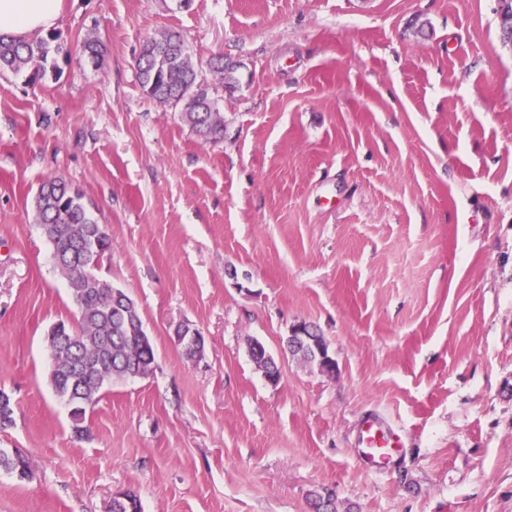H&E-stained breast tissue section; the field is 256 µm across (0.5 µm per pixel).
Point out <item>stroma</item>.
<instances>
[{
  "label": "stroma",
  "mask_w": 512,
  "mask_h": 512,
  "mask_svg": "<svg viewBox=\"0 0 512 512\" xmlns=\"http://www.w3.org/2000/svg\"><path fill=\"white\" fill-rule=\"evenodd\" d=\"M498 0H64L53 72L0 74V390L29 481L0 512H512V47ZM182 33L224 115L202 143L136 60ZM97 35L99 63L76 47ZM240 65L226 89L209 67ZM80 190L98 274L156 351L76 436L47 332L77 309L36 224L40 183ZM317 327L337 369L290 356ZM199 330L187 358L177 329ZM262 342L270 383L249 355ZM404 446L365 468L362 420Z\"/></svg>",
  "instance_id": "35a3bbf8"
}]
</instances>
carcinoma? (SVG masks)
I'll return each mask as SVG.
<instances>
[{
  "instance_id": "carcinoma-1",
  "label": "carcinoma",
  "mask_w": 512,
  "mask_h": 512,
  "mask_svg": "<svg viewBox=\"0 0 512 512\" xmlns=\"http://www.w3.org/2000/svg\"><path fill=\"white\" fill-rule=\"evenodd\" d=\"M48 39H14L0 35V72L26 73L36 80L47 71ZM77 48L96 63L103 56V43L86 35ZM240 64L217 55L211 68L224 86L238 83ZM137 77L149 96L181 106L180 118L205 143L224 138V115L198 81L185 40L173 30L148 39L137 60ZM35 222L53 247L56 265L71 286L78 310L76 325L55 324L47 336L52 360L51 384L55 395L69 408L75 432H83L87 409L95 405L102 391L112 382L144 377L156 363L154 345L146 333L136 303L112 282L96 274L98 261L112 249V238L105 225L98 223L83 202V195L60 176L46 179L33 200ZM198 330L186 327L176 331L177 342L192 358L204 351V340L189 337ZM14 405L0 392V428L13 423ZM20 481L31 478L28 457L15 449L0 448V471ZM312 512H336L335 499L316 492L310 499ZM108 512H140L137 496L125 491L112 498Z\"/></svg>"
}]
</instances>
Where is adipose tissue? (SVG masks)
<instances>
[{"mask_svg": "<svg viewBox=\"0 0 512 512\" xmlns=\"http://www.w3.org/2000/svg\"><path fill=\"white\" fill-rule=\"evenodd\" d=\"M63 0H0V33L28 39L53 28Z\"/></svg>", "mask_w": 512, "mask_h": 512, "instance_id": "ef3b65f1", "label": "adipose tissue"}]
</instances>
